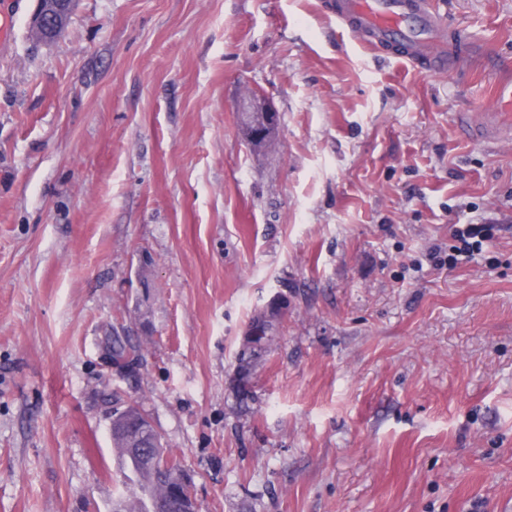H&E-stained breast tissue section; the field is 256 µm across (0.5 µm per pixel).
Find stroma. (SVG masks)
I'll return each instance as SVG.
<instances>
[{"instance_id":"obj_1","label":"stroma","mask_w":512,"mask_h":512,"mask_svg":"<svg viewBox=\"0 0 512 512\" xmlns=\"http://www.w3.org/2000/svg\"><path fill=\"white\" fill-rule=\"evenodd\" d=\"M425 73L331 0H78L0 49V512H111L132 397L201 512H512V0H431ZM250 101L279 114L252 148ZM493 225L442 265L453 227ZM280 334L239 407L244 330ZM140 345L124 378L107 345Z\"/></svg>"}]
</instances>
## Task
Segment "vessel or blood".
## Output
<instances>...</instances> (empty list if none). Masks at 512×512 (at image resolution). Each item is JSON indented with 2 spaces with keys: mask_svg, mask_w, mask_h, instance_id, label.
Segmentation results:
<instances>
[{
  "mask_svg": "<svg viewBox=\"0 0 512 512\" xmlns=\"http://www.w3.org/2000/svg\"><path fill=\"white\" fill-rule=\"evenodd\" d=\"M334 14L361 44L400 46V59L430 72L446 67V56L433 50L443 31L428 0H338Z\"/></svg>",
  "mask_w": 512,
  "mask_h": 512,
  "instance_id": "vessel-or-blood-1",
  "label": "vessel or blood"
}]
</instances>
